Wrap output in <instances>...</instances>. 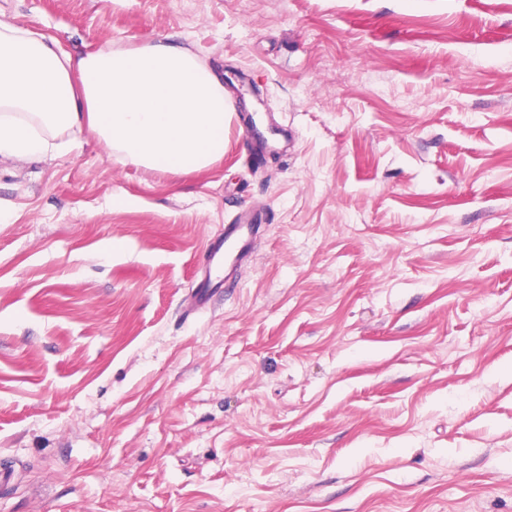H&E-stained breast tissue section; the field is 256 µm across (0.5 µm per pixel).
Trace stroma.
<instances>
[{
	"mask_svg": "<svg viewBox=\"0 0 512 512\" xmlns=\"http://www.w3.org/2000/svg\"><path fill=\"white\" fill-rule=\"evenodd\" d=\"M0 18L74 55L174 45L226 104L190 174L85 132L0 156V512H512V0ZM259 229L260 224L254 223L225 225L223 237L215 242L209 254V268L198 293L201 305L208 304L215 294L209 289L212 274L219 279L223 269L224 280L232 279L238 264L253 253Z\"/></svg>",
	"mask_w": 512,
	"mask_h": 512,
	"instance_id": "obj_1",
	"label": "stroma"
}]
</instances>
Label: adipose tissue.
<instances>
[{"instance_id":"adipose-tissue-1","label":"adipose tissue","mask_w":512,"mask_h":512,"mask_svg":"<svg viewBox=\"0 0 512 512\" xmlns=\"http://www.w3.org/2000/svg\"><path fill=\"white\" fill-rule=\"evenodd\" d=\"M83 131L131 162L199 171L224 155V86L169 44L73 56L0 20V156L58 155Z\"/></svg>"}]
</instances>
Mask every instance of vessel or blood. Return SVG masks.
<instances>
[{
    "instance_id": "b4317fda",
    "label": "vessel or blood",
    "mask_w": 512,
    "mask_h": 512,
    "mask_svg": "<svg viewBox=\"0 0 512 512\" xmlns=\"http://www.w3.org/2000/svg\"><path fill=\"white\" fill-rule=\"evenodd\" d=\"M258 232L259 227L254 223L225 225L223 236L215 242L209 254L210 276L201 282L200 304H208L213 296L211 276L232 279L238 264L252 254Z\"/></svg>"
}]
</instances>
